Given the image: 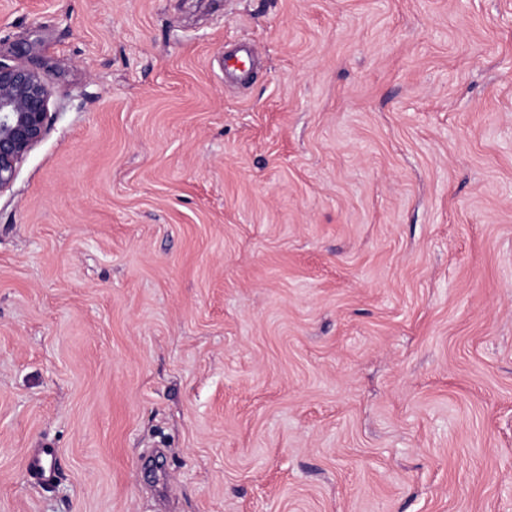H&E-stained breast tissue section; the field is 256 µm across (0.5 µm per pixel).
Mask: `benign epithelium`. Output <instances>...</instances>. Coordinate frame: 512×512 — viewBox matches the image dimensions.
Masks as SVG:
<instances>
[{
  "mask_svg": "<svg viewBox=\"0 0 512 512\" xmlns=\"http://www.w3.org/2000/svg\"><path fill=\"white\" fill-rule=\"evenodd\" d=\"M50 97L39 71L0 59V193L11 187L21 162L46 135Z\"/></svg>",
  "mask_w": 512,
  "mask_h": 512,
  "instance_id": "1",
  "label": "benign epithelium"
}]
</instances>
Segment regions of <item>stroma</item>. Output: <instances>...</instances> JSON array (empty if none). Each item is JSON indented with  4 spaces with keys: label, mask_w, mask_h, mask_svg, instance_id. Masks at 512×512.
Listing matches in <instances>:
<instances>
[{
    "label": "stroma",
    "mask_w": 512,
    "mask_h": 512,
    "mask_svg": "<svg viewBox=\"0 0 512 512\" xmlns=\"http://www.w3.org/2000/svg\"><path fill=\"white\" fill-rule=\"evenodd\" d=\"M0 56V512H512V0H0ZM50 97L39 71L0 56V193L11 187L21 162L46 135ZM55 456L54 448H37L28 463V471L36 482L46 483L55 478V469L48 464V460L53 461Z\"/></svg>",
    "instance_id": "obj_1"
}]
</instances>
